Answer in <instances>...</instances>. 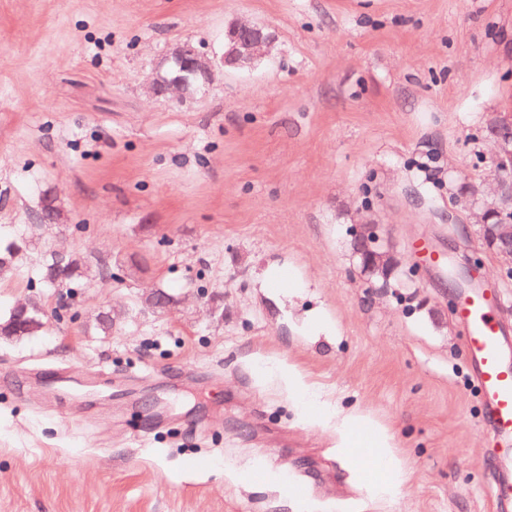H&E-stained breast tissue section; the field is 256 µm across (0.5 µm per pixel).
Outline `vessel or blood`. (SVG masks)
I'll use <instances>...</instances> for the list:
<instances>
[{
  "label": "vessel or blood",
  "instance_id": "obj_1",
  "mask_svg": "<svg viewBox=\"0 0 512 512\" xmlns=\"http://www.w3.org/2000/svg\"><path fill=\"white\" fill-rule=\"evenodd\" d=\"M487 288L463 289L454 316L473 364L493 466L489 493L494 512H512V351Z\"/></svg>",
  "mask_w": 512,
  "mask_h": 512
}]
</instances>
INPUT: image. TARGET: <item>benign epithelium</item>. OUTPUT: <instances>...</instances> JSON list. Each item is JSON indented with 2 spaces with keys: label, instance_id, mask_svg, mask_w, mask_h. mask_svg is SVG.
<instances>
[{
  "label": "benign epithelium",
  "instance_id": "7a95c632",
  "mask_svg": "<svg viewBox=\"0 0 512 512\" xmlns=\"http://www.w3.org/2000/svg\"><path fill=\"white\" fill-rule=\"evenodd\" d=\"M273 38L263 27L244 21L232 23L224 37V53L220 59L223 67L243 69L265 57ZM213 61L210 56L190 42L176 43L170 47L149 81L151 96L181 104L209 85ZM488 183L493 201L480 206L477 214L478 232L484 244L496 254L507 258L503 272L512 273V226L488 224L494 213L512 206V142L495 140L493 166Z\"/></svg>",
  "mask_w": 512,
  "mask_h": 512
}]
</instances>
